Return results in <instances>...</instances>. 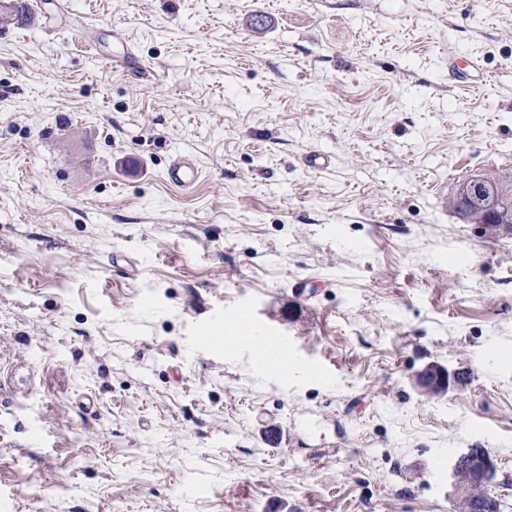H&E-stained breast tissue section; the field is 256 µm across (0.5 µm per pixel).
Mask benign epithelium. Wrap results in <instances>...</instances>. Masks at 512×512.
Masks as SVG:
<instances>
[{"mask_svg":"<svg viewBox=\"0 0 512 512\" xmlns=\"http://www.w3.org/2000/svg\"><path fill=\"white\" fill-rule=\"evenodd\" d=\"M502 185L490 182L481 173H474L460 182L454 197L464 199L471 206L470 219L475 224H512V214L498 210V196ZM461 380L460 373L438 364L424 366L416 375V383L429 395L441 396ZM496 465L481 450L460 455L452 469V485L457 496L465 497L471 512H501V500L491 493Z\"/></svg>","mask_w":512,"mask_h":512,"instance_id":"1","label":"benign epithelium"}]
</instances>
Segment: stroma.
Masks as SVG:
<instances>
[{"instance_id":"stroma-1","label":"stroma","mask_w":512,"mask_h":512,"mask_svg":"<svg viewBox=\"0 0 512 512\" xmlns=\"http://www.w3.org/2000/svg\"><path fill=\"white\" fill-rule=\"evenodd\" d=\"M24 3L0 27V512H454L433 459L471 448L512 512V235L445 206L512 175V0ZM463 51L485 85L450 77ZM244 304L298 374L237 338ZM431 362L468 378L427 396ZM200 175L201 171L192 159L178 155L166 169L165 180L178 188L189 190L199 180Z\"/></svg>"}]
</instances>
